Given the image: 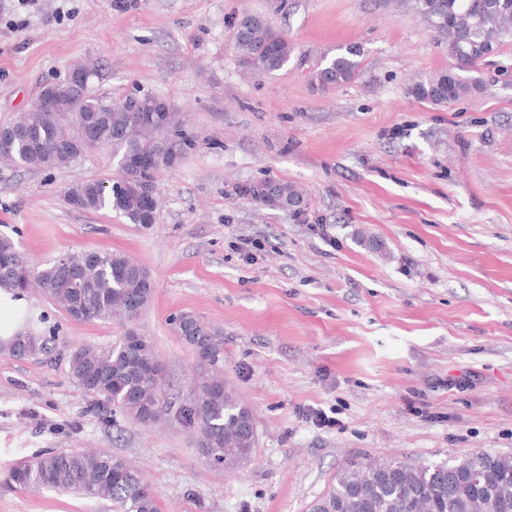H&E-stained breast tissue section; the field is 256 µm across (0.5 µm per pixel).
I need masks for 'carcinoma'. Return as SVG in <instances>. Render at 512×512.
I'll return each mask as SVG.
<instances>
[{
	"label": "carcinoma",
	"instance_id": "1",
	"mask_svg": "<svg viewBox=\"0 0 512 512\" xmlns=\"http://www.w3.org/2000/svg\"><path fill=\"white\" fill-rule=\"evenodd\" d=\"M386 8L405 7L448 48L453 63L426 81L410 87L422 102L447 107L481 89L479 81L462 76L471 72L499 46L512 41V0H378ZM235 47L243 68L259 75L281 70L294 46L263 17L246 14L238 22ZM352 49L318 64L312 79L324 88L355 80L361 70ZM88 80L83 85L57 88L61 105L55 112L28 110L10 121L16 131L6 163L26 171H45L70 165L86 154L106 149L118 160L120 176L107 183L87 179L73 183L67 202L80 210L110 211L131 224L146 227L155 216L143 211L139 190L150 182L128 167L126 160L149 153L158 171L175 166L189 145L179 113L163 100L142 94V109L135 100L114 103L96 92L99 65L81 64ZM270 195L299 197L294 186L270 180ZM79 273L84 288H72ZM35 285L75 320L96 323L120 317L135 322L149 303L153 282L149 272L128 255L112 251H81L34 265L15 242L0 234V285L21 291ZM177 333L192 348L200 376L192 397L178 408L183 424L196 432L197 450L210 449L217 459L233 466L250 455L256 434L245 428L254 420L218 374L224 361L221 333L191 315L175 320ZM3 351L25 359L50 355L44 336L19 332ZM71 379L96 397L111 412L133 422L156 419L166 409L161 383L152 370L159 365L151 342L138 337L135 350L123 338L110 348L83 344L68 353ZM483 476L480 495L471 479ZM367 482V496L354 494V486ZM3 483L12 489L48 487L72 491L88 498L112 502L113 512H159L155 491L123 457L108 452H48L12 467ZM309 512H512V454L478 451L452 463L415 466L405 462L374 460L362 470H340L329 489L311 502Z\"/></svg>",
	"mask_w": 512,
	"mask_h": 512
}]
</instances>
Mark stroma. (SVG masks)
Wrapping results in <instances>:
<instances>
[{
  "label": "stroma",
  "instance_id": "1",
  "mask_svg": "<svg viewBox=\"0 0 512 512\" xmlns=\"http://www.w3.org/2000/svg\"><path fill=\"white\" fill-rule=\"evenodd\" d=\"M246 13L294 44L283 69L241 67ZM350 47L355 81H313ZM87 58L101 63L98 93L166 101L191 144L161 174L146 227L67 204L70 184L117 177L107 151L51 171L0 163V233L31 262L120 251L153 280L131 324L75 321L26 291L58 354L0 353V480L26 457L105 450L141 472L161 512H307L351 462L512 454V42L475 71L480 91L438 109L409 88L447 68L445 48L375 0H0V124ZM261 178L296 186L300 209L251 201L242 189ZM184 313L221 332L224 380L254 416L256 446L229 469L173 415L105 424L68 373L71 349L132 330L155 349L165 400L183 402ZM0 512L112 505L0 484Z\"/></svg>",
  "mask_w": 512,
  "mask_h": 512
}]
</instances>
